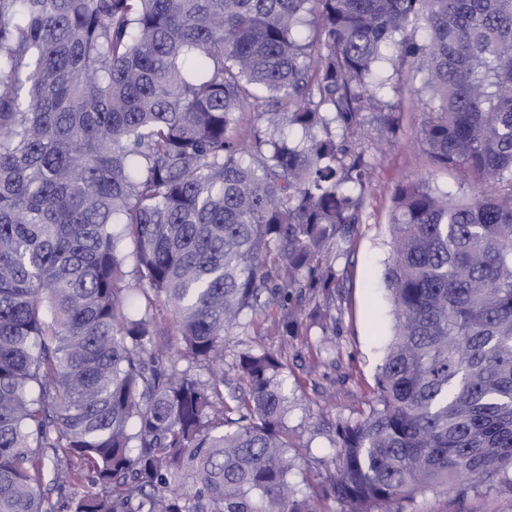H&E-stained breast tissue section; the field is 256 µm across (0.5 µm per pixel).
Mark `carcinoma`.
<instances>
[{
    "label": "carcinoma",
    "mask_w": 512,
    "mask_h": 512,
    "mask_svg": "<svg viewBox=\"0 0 512 512\" xmlns=\"http://www.w3.org/2000/svg\"><path fill=\"white\" fill-rule=\"evenodd\" d=\"M418 79L474 192L393 190L394 332L320 486L341 512L512 471V0H0V512H312L287 350L194 369L247 313L335 349L362 116ZM76 461L96 490L65 497Z\"/></svg>",
    "instance_id": "carcinoma-1"
}]
</instances>
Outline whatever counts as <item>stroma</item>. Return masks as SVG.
I'll use <instances>...</instances> for the list:
<instances>
[{"label": "stroma", "instance_id": "obj_1", "mask_svg": "<svg viewBox=\"0 0 512 512\" xmlns=\"http://www.w3.org/2000/svg\"><path fill=\"white\" fill-rule=\"evenodd\" d=\"M427 94L420 83L405 85L401 96L386 95L385 105L400 104L398 128L389 132L379 112L367 114L361 140L374 166L373 184L364 197V222L354 243L352 259L337 257V268L350 277L336 301L334 361H317L318 328L309 335L282 343L275 335H259L256 325L234 330L231 350L248 346H287L289 366L282 388L288 397V426L306 453L293 481L300 494L311 493L336 470V451L329 426L336 418L355 416L374 404L375 378L393 329L392 307L387 297L384 271L390 254L388 222L391 192L401 181L431 178L439 189L463 194L468 183L455 180L432 165L421 141V124ZM415 512H512V473L495 485L473 482L438 494L418 498Z\"/></svg>", "mask_w": 512, "mask_h": 512}]
</instances>
